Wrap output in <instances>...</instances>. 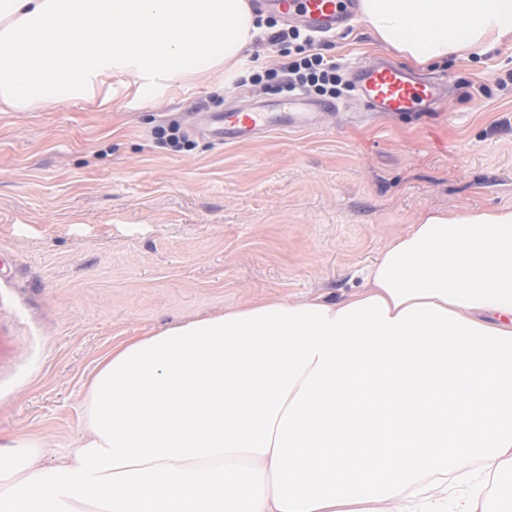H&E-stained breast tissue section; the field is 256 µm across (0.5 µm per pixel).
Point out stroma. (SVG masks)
<instances>
[{"label":"stroma","instance_id":"obj_1","mask_svg":"<svg viewBox=\"0 0 512 512\" xmlns=\"http://www.w3.org/2000/svg\"><path fill=\"white\" fill-rule=\"evenodd\" d=\"M342 68L405 57L364 21L317 44ZM434 112L161 146L156 128L276 99L223 73L111 109L0 112V435L42 438L53 466L80 435L85 384L112 344L266 297L338 301L427 211L512 206V37L420 66Z\"/></svg>","mask_w":512,"mask_h":512}]
</instances>
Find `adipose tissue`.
<instances>
[{"label":"adipose tissue","instance_id":"ef3b65f1","mask_svg":"<svg viewBox=\"0 0 512 512\" xmlns=\"http://www.w3.org/2000/svg\"><path fill=\"white\" fill-rule=\"evenodd\" d=\"M418 64L512 35V0H360ZM248 0H0V112L237 74ZM339 301L266 298L100 359L54 466L0 436V512H512V206L421 215Z\"/></svg>","mask_w":512,"mask_h":512}]
</instances>
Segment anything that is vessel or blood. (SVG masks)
<instances>
[{"instance_id": "vessel-or-blood-1", "label": "vessel or blood", "mask_w": 512, "mask_h": 512, "mask_svg": "<svg viewBox=\"0 0 512 512\" xmlns=\"http://www.w3.org/2000/svg\"><path fill=\"white\" fill-rule=\"evenodd\" d=\"M260 8L282 20L320 36H332L350 27L359 12V0H258ZM356 98L368 112L424 113L440 99L436 80L418 76L387 62H358L350 69ZM331 101H317L303 94H289L272 102L224 112H199L194 131L221 144L251 140L274 130H299L317 125L336 112Z\"/></svg>"}]
</instances>
